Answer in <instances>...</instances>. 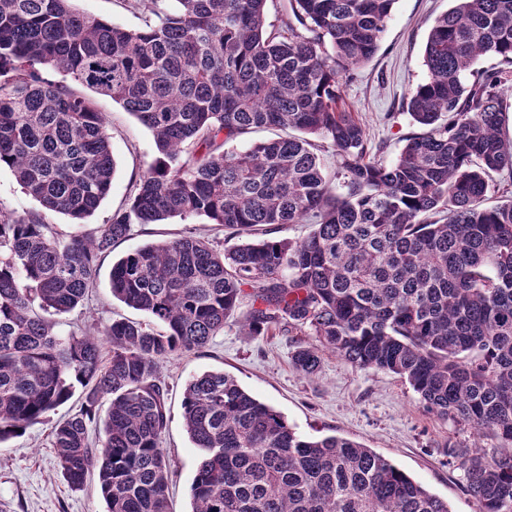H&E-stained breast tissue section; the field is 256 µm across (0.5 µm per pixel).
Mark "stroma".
<instances>
[{"mask_svg": "<svg viewBox=\"0 0 512 512\" xmlns=\"http://www.w3.org/2000/svg\"><path fill=\"white\" fill-rule=\"evenodd\" d=\"M74 6L128 29L142 24L131 0H75ZM450 6L451 0H395L377 54L343 88L346 109L364 121L371 144L382 147L384 160L394 159L405 138L419 130L407 113V102L426 77L423 49L430 28ZM92 100L107 117L115 160L112 189L88 219L95 227L128 207L135 181L155 155V144L151 132L110 97L96 94ZM207 228L201 217L188 222L173 218L117 242L110 256L101 260L97 284L84 305L57 316L58 330L65 333L76 324L101 328L119 318L147 322L146 314L113 298L109 280L113 262L137 247L199 235ZM242 319V313H235L223 334L206 347L173 357L160 369L168 389L162 447L172 470L173 512H189L191 484L201 460L183 425L182 393L191 377L206 371L234 377L254 397L280 411L298 433L336 434L362 443L447 500L452 512H477L448 449H489L492 441L478 437L470 427L436 417L398 376L355 368L334 353L323 352L318 374L305 378L293 368L291 356L306 344V337L280 326L250 336ZM80 405V397H72L42 422L0 444V500L11 512H105L96 479L88 478L82 489H72L49 443L52 427Z\"/></svg>", "mask_w": 512, "mask_h": 512, "instance_id": "stroma-1", "label": "stroma"}]
</instances>
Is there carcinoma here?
<instances>
[{"mask_svg": "<svg viewBox=\"0 0 512 512\" xmlns=\"http://www.w3.org/2000/svg\"><path fill=\"white\" fill-rule=\"evenodd\" d=\"M268 2L134 0L144 24L129 30L73 0H0V169L42 207L0 210V443L78 384L80 413L51 432L64 479L97 474L107 512H171L161 365L205 347L248 299L249 334L283 321L315 339L292 355L303 376L328 349L495 442L448 456L478 512H512V202L485 204L491 174L512 176V0H453L435 20L408 102L424 131L389 163L342 92L377 54L394 0H290L302 32L269 28ZM487 54L507 67L475 70ZM77 85L136 117L156 155L128 208L59 237L45 215L85 223L115 171L107 119ZM260 128L285 135L234 147ZM201 216L248 240L138 247L112 264L110 288L150 323L59 334L52 316L84 303L100 257L134 226ZM284 224L310 231L268 237ZM182 410L203 451L191 512H451L387 457L296 432L223 372L190 379Z\"/></svg>", "mask_w": 512, "mask_h": 512, "instance_id": "carcinoma-1", "label": "carcinoma"}]
</instances>
